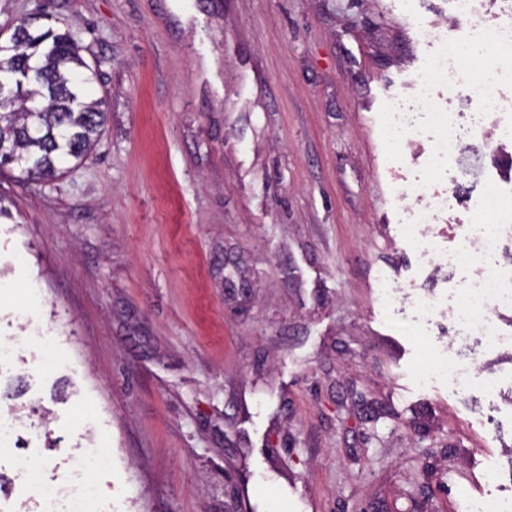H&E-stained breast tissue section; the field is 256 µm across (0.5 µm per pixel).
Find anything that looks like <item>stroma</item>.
<instances>
[{
  "mask_svg": "<svg viewBox=\"0 0 512 512\" xmlns=\"http://www.w3.org/2000/svg\"><path fill=\"white\" fill-rule=\"evenodd\" d=\"M469 41L459 0H0V39L72 31L106 120L45 181L0 169V339L24 350L0 408L64 467L91 431L105 512H462L512 496V347L457 337L466 268L422 263L405 193L448 192L454 248L512 151L434 168L386 134L416 101L428 22ZM472 362L470 385L428 372ZM54 337L49 336L47 330L38 328L34 336L8 337L0 341V369L12 363L17 358L24 345H34L42 353L40 361L44 365L54 366L57 364V358L52 357L51 346Z\"/></svg>",
  "mask_w": 512,
  "mask_h": 512,
  "instance_id": "obj_1",
  "label": "stroma"
}]
</instances>
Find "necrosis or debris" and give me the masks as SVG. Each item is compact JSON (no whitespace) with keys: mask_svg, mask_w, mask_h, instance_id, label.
I'll return each mask as SVG.
<instances>
[{"mask_svg":"<svg viewBox=\"0 0 512 512\" xmlns=\"http://www.w3.org/2000/svg\"><path fill=\"white\" fill-rule=\"evenodd\" d=\"M498 15L485 19L479 10H471L470 24L474 34L491 46L500 58L499 64L484 69L479 75L478 94L489 110L496 115L497 128L512 127V99L501 96L500 88L505 78L512 77V70L504 68L502 59L512 57V0H501ZM425 38L435 44L422 75L424 89L419 105L429 125L437 132L428 140L427 153L433 166L447 165L458 159L474 131L482 129L484 118H477L472 125L462 126L450 103L433 97L432 87L452 88L459 66L468 46L449 41L436 25H428ZM419 204L410 208L409 219L403 226L405 238L412 241L421 256L439 268L466 265L475 274L468 288L455 300L451 309L453 320L461 335L480 336L488 343H507L495 317L496 312L512 308V274L487 272L488 260L503 242H512V204L504 200L497 189L484 193L480 203L483 211L493 213L494 223L474 225L465 230L455 250L442 246L437 234L431 230L448 208V194L433 190L418 192ZM27 421L16 412L0 413V459L10 461L13 471L23 485L35 494L36 512H95L99 505L98 487L93 478L97 469H105L110 460L101 454L93 437H86L72 463L53 478H45L42 464L31 455L21 453L20 434L27 428Z\"/></svg>","mask_w":512,"mask_h":512,"instance_id":"1","label":"necrosis or debris"}]
</instances>
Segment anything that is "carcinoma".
<instances>
[{"label":"carcinoma","mask_w":512,"mask_h":512,"mask_svg":"<svg viewBox=\"0 0 512 512\" xmlns=\"http://www.w3.org/2000/svg\"><path fill=\"white\" fill-rule=\"evenodd\" d=\"M94 76L70 33L19 25L0 41V168L51 179L81 159L105 120L86 101Z\"/></svg>","instance_id":"1"}]
</instances>
